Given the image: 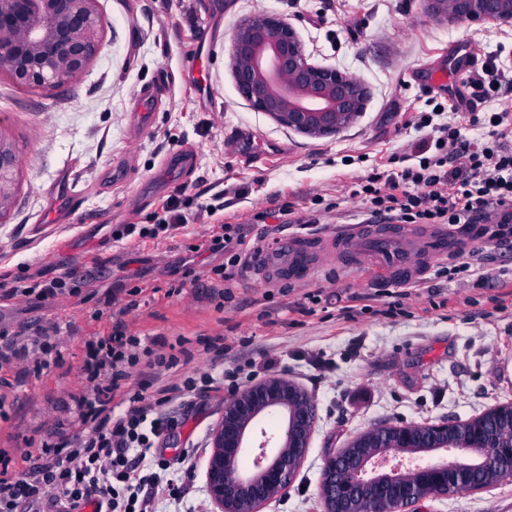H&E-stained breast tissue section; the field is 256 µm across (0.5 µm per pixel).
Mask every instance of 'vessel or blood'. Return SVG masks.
<instances>
[{
  "label": "vessel or blood",
  "mask_w": 512,
  "mask_h": 512,
  "mask_svg": "<svg viewBox=\"0 0 512 512\" xmlns=\"http://www.w3.org/2000/svg\"><path fill=\"white\" fill-rule=\"evenodd\" d=\"M477 237L474 230L452 235L444 228L357 224L345 234L289 238L250 259L248 266L259 282L266 283L286 276L304 278L325 262L353 254L369 259L394 279L409 284L422 279L431 263L469 248Z\"/></svg>",
  "instance_id": "b4317fda"
}]
</instances>
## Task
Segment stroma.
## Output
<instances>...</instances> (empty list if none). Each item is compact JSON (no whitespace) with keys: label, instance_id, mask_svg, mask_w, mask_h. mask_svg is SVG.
<instances>
[{"label":"stroma","instance_id":"1","mask_svg":"<svg viewBox=\"0 0 512 512\" xmlns=\"http://www.w3.org/2000/svg\"><path fill=\"white\" fill-rule=\"evenodd\" d=\"M101 9L102 44L81 81L35 91L0 77V125L20 154V190L11 218L0 224V285L64 276L71 288L45 302L0 303L1 330L57 324L62 352L40 376L19 363L0 368L9 414L0 421V455L55 440L56 421L74 416L72 395L90 388L86 343L116 321L151 335L163 351L184 341L180 377L208 367L207 347L220 338L224 366L237 370L239 386L261 380L251 365L271 352L274 373L312 394L317 419L307 457L262 512H323V462L359 432L470 420L512 401V241H476L467 271H458V258L442 259L414 284L351 260L265 287L242 264L223 296L209 288L213 267L224 261L210 248L213 224L240 225L250 247L361 223L366 208L350 198V179L402 168V146L418 136L401 129L402 111L412 105L426 112L431 102L471 95L454 79L430 87L424 71H452L454 41L471 44L473 67L492 54L512 65V23L438 22L424 0H348L341 12L329 0H101ZM259 11L287 17L313 63L365 85V109L349 128L312 138L240 95L230 42L236 26ZM201 22L212 32L205 42L196 34ZM201 66L209 72L206 94L190 90ZM166 69L174 80L140 127L141 96ZM252 137L272 152L269 162L251 154ZM181 147L192 163L166 168L167 155ZM65 172L80 193L72 219L44 223ZM217 193L223 211L209 222L197 218L199 204ZM174 195L189 218L184 228L138 244L123 238L125 225L151 227ZM231 393L201 391L169 407L164 457L194 443L200 451L178 475L184 498L159 499L157 512L208 501L211 433ZM418 512H512V479L427 499Z\"/></svg>","mask_w":512,"mask_h":512}]
</instances>
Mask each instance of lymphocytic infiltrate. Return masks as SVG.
Instances as JSON below:
<instances>
[{
  "mask_svg": "<svg viewBox=\"0 0 512 512\" xmlns=\"http://www.w3.org/2000/svg\"><path fill=\"white\" fill-rule=\"evenodd\" d=\"M464 101L451 107L436 105L429 112H408L404 127L422 136L407 142L410 166L386 175L375 173L354 179L352 197L365 201L370 221L395 224L493 223L490 236L502 240L512 234V111L466 114ZM456 119H441L444 110ZM485 122L486 141L467 139L463 120ZM57 327L24 330L21 342L8 340L0 330V366L30 364L43 373L58 356ZM174 355L153 349L150 338L127 334L123 323L85 347L83 367L93 385L92 395L77 394L74 407L80 424L91 434L66 436L21 452L13 463L0 462V512H155V497L162 471L172 464L191 463L182 449L176 460L154 458L145 465L170 429L164 409L197 388L223 384L222 354L197 376L163 383L177 367ZM145 367L142 389L129 398L122 413L112 401L131 370Z\"/></svg>",
  "mask_w": 512,
  "mask_h": 512,
  "instance_id": "f902f5d3",
  "label": "lymphocytic infiltrate"
}]
</instances>
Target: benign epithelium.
I'll return each mask as SVG.
<instances>
[{
    "mask_svg": "<svg viewBox=\"0 0 512 512\" xmlns=\"http://www.w3.org/2000/svg\"><path fill=\"white\" fill-rule=\"evenodd\" d=\"M436 21L476 25L512 22V0H426ZM104 31L100 0H0V77L31 90L50 91L81 80L98 53ZM231 65L238 90L254 110L300 133L321 137L351 126L364 111L367 91L355 77L310 62L286 19L256 13L237 27ZM19 151L0 126V223L13 212L19 189ZM278 435L261 431L270 417ZM316 423L313 396L296 382L269 376L235 392L212 433L207 491L217 512H260L284 491L305 458ZM383 424L355 435L322 467L324 512H408L440 494L483 488L495 460L512 470V402L496 405L467 423ZM255 448L252 468L239 466ZM453 449L455 460L413 468H381L404 453Z\"/></svg>",
    "mask_w": 512,
    "mask_h": 512,
    "instance_id": "benign-epithelium-1",
    "label": "benign epithelium"
}]
</instances>
